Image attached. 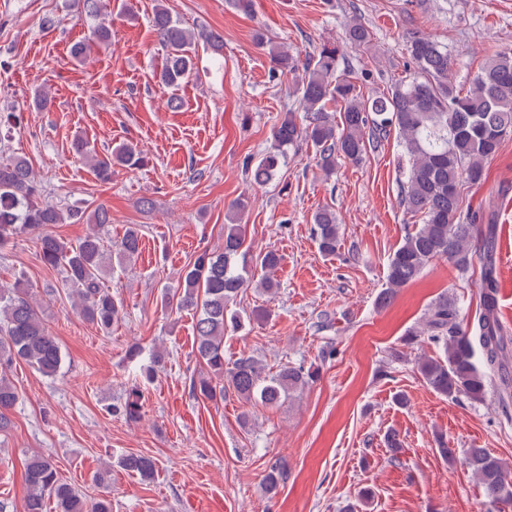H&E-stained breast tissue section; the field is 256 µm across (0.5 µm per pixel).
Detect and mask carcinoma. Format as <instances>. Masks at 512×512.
I'll list each match as a JSON object with an SVG mask.
<instances>
[{"instance_id": "cac0c4a2", "label": "carcinoma", "mask_w": 512, "mask_h": 512, "mask_svg": "<svg viewBox=\"0 0 512 512\" xmlns=\"http://www.w3.org/2000/svg\"><path fill=\"white\" fill-rule=\"evenodd\" d=\"M78 4L93 23V38L103 44L110 42L112 27L106 18L105 0H78ZM152 27L166 51L160 81L168 87H177L194 75L196 42H204L213 55L223 53V34L206 29L193 32L161 5L155 9ZM344 41L365 47L370 33L355 22L347 26ZM405 51L413 71L396 79L386 93L366 98L350 75L338 71L344 58L342 44L334 40L314 47L303 64L297 108L279 118L272 130L271 147L259 158L247 159L243 170L250 182L264 185L286 162L289 151L305 144L312 147L317 166L328 178L336 172L338 160L362 163L391 130H397L409 161L400 182V205L418 218V224L405 233L389 259L387 287L379 294L378 305H388L398 289L415 280L435 257L447 258L459 273L466 274L473 256L483 253L482 313L477 321L462 325L456 306L442 294L431 304L425 327L410 332L404 344L443 346V355L421 353L415 363L425 384L444 398L483 401L493 373L500 376L502 393L511 395L512 339L504 336L496 311L494 228L489 224L481 229L477 215L464 211L461 188L481 183L485 162L512 138V48L488 56L465 92L450 76L454 59L448 48L430 35L408 33ZM269 56L274 77L298 69V60L283 48L270 47ZM337 111L342 112L339 125ZM72 149L88 161L101 183L112 181L117 166L136 169L145 165L143 153L132 144L121 145L103 158L80 137L73 140ZM41 196L42 186L25 157L12 155L0 160V247L22 234L34 236L40 261L47 268L62 269L70 298L76 301L83 319L110 331L122 319L123 305L104 283L112 266L106 264L108 245L100 229L112 222L109 210L102 205L91 210L82 203L59 207L42 201ZM80 222L92 224L94 229L74 242L51 231L56 224ZM313 224L319 251L326 256L335 254L340 246L336 214L322 208L314 214ZM141 237L140 225L129 226L118 243L119 255L129 259L137 254ZM245 240L242 225H224V250L198 252L181 275L182 291L164 296V303L196 315L195 354L208 368V375L191 381L193 394L208 400L224 397V386L213 382L217 377L241 398L274 407L307 385L314 371L285 363L270 373L253 355L224 360L225 332L243 326L232 304L255 277L252 268L237 262ZM281 260L274 250L256 257L255 267L262 272L260 285L268 293L276 289L270 274ZM18 361L43 377L56 375L63 363L61 346L47 328L43 310L20 278L0 286V434L12 427L9 412L18 400V391L8 372ZM142 409L143 391L135 385L111 412L135 422ZM463 463L476 476L489 503L512 505V469L482 448L469 449ZM119 464L145 482L157 473L155 459L145 455H125ZM285 475L284 467H273L265 476L266 492L276 494ZM25 485L24 512H47L51 502L55 512H112L107 498L88 502L61 478L53 458L43 453L27 457Z\"/></svg>"}]
</instances>
